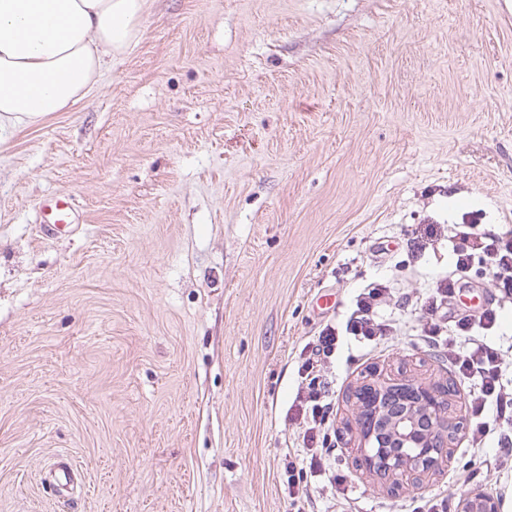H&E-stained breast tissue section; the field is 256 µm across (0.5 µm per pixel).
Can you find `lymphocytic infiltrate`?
<instances>
[{"instance_id": "f902f5d3", "label": "lymphocytic infiltrate", "mask_w": 512, "mask_h": 512, "mask_svg": "<svg viewBox=\"0 0 512 512\" xmlns=\"http://www.w3.org/2000/svg\"><path fill=\"white\" fill-rule=\"evenodd\" d=\"M456 257L455 268L442 278L436 296L427 311L434 320L423 330L421 343L447 348V359L454 371L463 378L478 382L468 407L472 414L469 441L472 447H482L487 437L497 439L503 460L512 459V393L502 384L503 360L499 350L479 337L473 328L492 329L497 321L495 310H485L480 316H462L455 320L439 319L437 313L452 298L469 276L475 258H482L491 274L492 286L499 295L512 297V233L482 238L472 232L457 234L452 241ZM385 291L372 287L361 293L357 309L347 323L350 334L368 341L386 339L393 331L390 323L378 321L376 308ZM469 338L470 347L460 353L455 349L457 336ZM336 329L325 326L308 347L299 374L300 387L291 406L292 419L297 426V439L302 448L288 461V495L296 512H305L308 487L313 478L325 475L333 450L330 446V416L333 412L323 364L335 352Z\"/></svg>"}]
</instances>
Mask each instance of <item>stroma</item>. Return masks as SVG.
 I'll use <instances>...</instances> for the list:
<instances>
[{
  "instance_id": "obj_1",
  "label": "stroma",
  "mask_w": 512,
  "mask_h": 512,
  "mask_svg": "<svg viewBox=\"0 0 512 512\" xmlns=\"http://www.w3.org/2000/svg\"><path fill=\"white\" fill-rule=\"evenodd\" d=\"M82 100L0 128V512H294L301 352L380 283L378 343L326 370L339 486L312 512H408L353 469L346 388L373 365L435 380L417 344L462 225L512 232V0H147ZM69 195L78 222L44 232ZM512 298L474 268L458 313ZM72 462L73 486L55 474ZM485 487L462 442L427 494Z\"/></svg>"
}]
</instances>
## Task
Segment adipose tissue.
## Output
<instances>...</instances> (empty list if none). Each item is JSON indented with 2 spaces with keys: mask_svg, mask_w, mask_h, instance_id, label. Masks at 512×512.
<instances>
[{
  "mask_svg": "<svg viewBox=\"0 0 512 512\" xmlns=\"http://www.w3.org/2000/svg\"><path fill=\"white\" fill-rule=\"evenodd\" d=\"M144 0H0V119L84 98L139 38Z\"/></svg>",
  "mask_w": 512,
  "mask_h": 512,
  "instance_id": "1",
  "label": "adipose tissue"
}]
</instances>
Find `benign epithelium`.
<instances>
[{
	"label": "benign epithelium",
	"mask_w": 512,
	"mask_h": 512,
	"mask_svg": "<svg viewBox=\"0 0 512 512\" xmlns=\"http://www.w3.org/2000/svg\"><path fill=\"white\" fill-rule=\"evenodd\" d=\"M355 410L354 463L391 493L416 490L448 469L467 430L459 389L412 377L402 370L372 368L347 390ZM454 512H502L501 496L475 488L455 501Z\"/></svg>",
	"instance_id": "benign-epithelium-1"
}]
</instances>
